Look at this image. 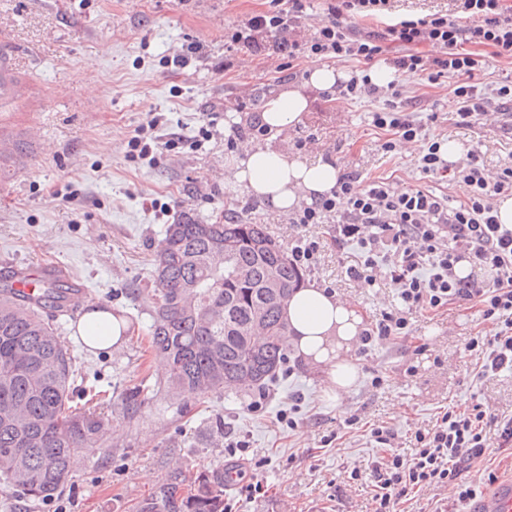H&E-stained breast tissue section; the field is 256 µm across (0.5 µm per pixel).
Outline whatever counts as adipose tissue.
<instances>
[{
    "label": "adipose tissue",
    "mask_w": 512,
    "mask_h": 512,
    "mask_svg": "<svg viewBox=\"0 0 512 512\" xmlns=\"http://www.w3.org/2000/svg\"><path fill=\"white\" fill-rule=\"evenodd\" d=\"M341 69L324 64L311 69L305 86H287L271 93L258 114L271 135L302 124L309 108L307 88L331 89L344 80ZM335 163L303 160L273 143L245 147L224 166L226 185L244 191L270 209L288 214L311 204L335 186ZM290 339L305 363L319 366L328 389H347L357 376L354 364L341 360L340 351L358 336L362 318L345 299L315 285L296 290L284 309Z\"/></svg>",
    "instance_id": "obj_1"
}]
</instances>
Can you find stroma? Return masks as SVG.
<instances>
[{"instance_id": "35a3bbf8", "label": "stroma", "mask_w": 512, "mask_h": 512, "mask_svg": "<svg viewBox=\"0 0 512 512\" xmlns=\"http://www.w3.org/2000/svg\"><path fill=\"white\" fill-rule=\"evenodd\" d=\"M268 7V0H0V57L10 61L20 88L17 96L0 98V134L23 147L0 159V259L54 263L83 284L88 299L134 318V330L106 351L84 346L69 318L56 322L86 386L111 401L135 384H164L146 328L151 258L167 224L186 212L204 224L232 214L268 225L287 247L304 232L290 215L224 184V165L233 157L224 145L228 114L248 126L251 94L301 84L316 64L299 58L287 74L278 60L240 53L225 69V28ZM191 42L201 44V59L184 69L168 66ZM454 85L451 77L435 85L407 80L425 135L389 156L380 150L387 131L372 123L377 100L326 101L312 88L304 122L276 143L302 158L335 161L368 181L436 188L462 201L467 185L424 177L418 157L431 142L453 137L497 171L512 156V125L492 113L459 124ZM157 113L183 141L158 153L154 165L134 163L127 143ZM202 127L209 135L201 139ZM311 134L317 144L298 149ZM317 231L325 248L305 283L333 288L367 326L398 306L391 283L350 280L345 270L355 248L337 250L330 225ZM494 332L472 302L417 316L409 339L365 351L352 343L344 357L356 365L357 378L339 394L326 389L321 370L289 351L291 371L270 385L258 412L249 407L250 391L223 390L203 404L159 394L137 418L110 413L101 446L75 458L57 496L31 500L0 484V512H137L172 469L190 480L227 465L244 472L224 491L232 512H372L366 472L384 453L372 428L388 427L395 449L404 451L416 429L453 406L478 403L492 418H512V370L482 372L464 352L471 337ZM284 413L295 418L294 428L280 423ZM232 437L248 440L244 454H230ZM354 469L363 480L350 479ZM461 480L480 494L493 482L512 480V455L488 449Z\"/></svg>"}]
</instances>
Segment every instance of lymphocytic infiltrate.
Wrapping results in <instances>:
<instances>
[{"label":"lymphocytic infiltrate","instance_id":"f902f5d3","mask_svg":"<svg viewBox=\"0 0 512 512\" xmlns=\"http://www.w3.org/2000/svg\"><path fill=\"white\" fill-rule=\"evenodd\" d=\"M312 0H270L266 11L247 22L229 27L224 35L227 51H249L288 61L299 57L355 61L370 67L389 46L399 55L391 60L396 80L381 87L368 75H354L337 86V98L377 99L381 107L372 115L375 127L388 131L383 152L421 137L424 125L405 95L404 79L437 83L452 76L457 114L468 123L486 115L491 101L512 105V82L483 91L478 82L481 50L512 63V0H454L457 19L432 13L424 16L393 14L392 0H322V17L310 34H302ZM380 20V30L364 31L346 24L349 16ZM437 47L433 56L417 47ZM425 176L462 179L470 192L453 203L429 189L395 187L387 179L363 182L360 173L345 172L330 195L303 206L293 217L297 224H321L335 219L337 247L356 246L359 259L349 265L350 279L375 281L384 276L397 286L400 305L382 313L362 337L363 345L411 334L414 313L441 312L464 301L479 304L484 319L495 321L498 332L470 338L465 349L480 357L486 373L512 370V225L500 223L493 197L512 195V165L504 164L495 179H488L478 154L465 166H453L431 143L417 160ZM471 266L467 276L456 267ZM489 419L481 405L450 409L432 427L417 430L410 452L390 449L374 461L373 512H394L409 492L427 487H451L458 501L472 499L471 488L460 483L462 472L481 458L489 446L512 454V418L497 422L488 435Z\"/></svg>","mask_w":512,"mask_h":512}]
</instances>
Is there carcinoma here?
I'll use <instances>...</instances> for the list:
<instances>
[{"instance_id": "1", "label": "carcinoma", "mask_w": 512, "mask_h": 512, "mask_svg": "<svg viewBox=\"0 0 512 512\" xmlns=\"http://www.w3.org/2000/svg\"><path fill=\"white\" fill-rule=\"evenodd\" d=\"M224 240L236 247L213 252ZM153 277L147 338L167 362L168 389L202 400L223 389H260L277 377L288 349L283 309L304 275L266 225L233 218L202 224L186 214L165 228ZM12 280L0 279V480L46 499L61 490L79 453L100 447L109 402L74 404L79 371L44 316L69 300L66 282L47 280L30 297ZM152 398L140 384L128 388L124 413L135 417ZM138 512H224V470L188 483L173 478Z\"/></svg>"}]
</instances>
